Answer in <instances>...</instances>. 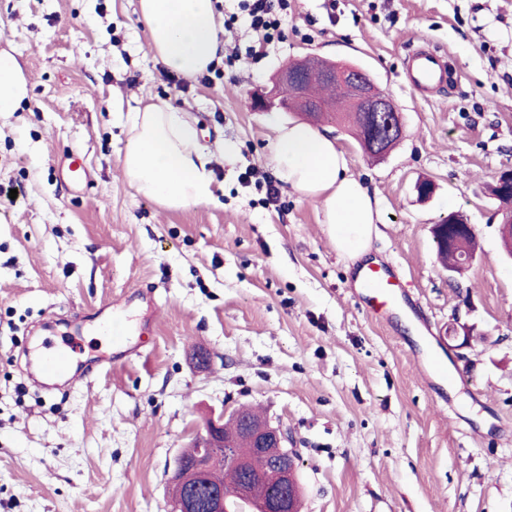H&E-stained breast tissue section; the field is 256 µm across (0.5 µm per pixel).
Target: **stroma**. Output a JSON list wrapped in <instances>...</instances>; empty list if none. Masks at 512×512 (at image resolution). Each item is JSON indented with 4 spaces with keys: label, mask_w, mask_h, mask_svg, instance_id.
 Masks as SVG:
<instances>
[{
    "label": "stroma",
    "mask_w": 512,
    "mask_h": 512,
    "mask_svg": "<svg viewBox=\"0 0 512 512\" xmlns=\"http://www.w3.org/2000/svg\"><path fill=\"white\" fill-rule=\"evenodd\" d=\"M288 5L264 58L187 81L150 52L139 0H0V48L29 89L0 115V512H167L193 430L244 405L287 430L302 512H512V265L484 192L512 167V0ZM416 44L448 54L443 90L410 88ZM309 53L362 67L404 116L381 162L324 127L379 201L372 254L400 285L387 316L364 304L319 204L284 186L272 205L240 181L272 174V123L295 120L253 111L249 93ZM159 100L196 122L218 203L166 210L122 174L125 117ZM74 152L88 169L75 188L61 176ZM451 212L479 243L453 280L431 234ZM118 297L140 355L115 366L89 313ZM452 323L476 339L457 348ZM65 336L97 376L48 396L22 346ZM434 363L445 377L428 378Z\"/></svg>",
    "instance_id": "35a3bbf8"
}]
</instances>
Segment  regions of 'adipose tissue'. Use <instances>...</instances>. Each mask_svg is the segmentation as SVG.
<instances>
[{
    "mask_svg": "<svg viewBox=\"0 0 512 512\" xmlns=\"http://www.w3.org/2000/svg\"><path fill=\"white\" fill-rule=\"evenodd\" d=\"M149 49L183 78L201 75L224 54V19L213 0H139ZM28 95L17 59L0 51V113L17 111ZM271 162L278 178L299 196L321 204L328 233L350 261L365 260L381 222L379 203L352 172L336 141L305 124L273 128ZM119 165L143 197L165 209L214 202L210 157L199 132L169 103L151 102L127 116Z\"/></svg>",
    "mask_w": 512,
    "mask_h": 512,
    "instance_id": "1",
    "label": "adipose tissue"
}]
</instances>
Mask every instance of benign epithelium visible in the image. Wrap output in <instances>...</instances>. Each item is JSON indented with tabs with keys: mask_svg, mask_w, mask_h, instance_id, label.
<instances>
[{
	"mask_svg": "<svg viewBox=\"0 0 512 512\" xmlns=\"http://www.w3.org/2000/svg\"><path fill=\"white\" fill-rule=\"evenodd\" d=\"M313 79L339 83L347 86L352 93L348 111L361 115L362 124L370 135L369 148L374 159L382 160L391 151L395 142L405 137L406 127L402 113L360 67L351 64H336L310 57L295 59L284 66L273 78L272 85L253 94L251 107L255 112L279 109L296 112L307 120L319 112H334L336 107L308 102L305 87ZM497 181L502 187L497 198V215L500 216V236L512 239V168L502 169ZM434 238L440 240L448 235V246L474 233L470 224H450L432 228ZM236 420L239 436L237 439L224 437L228 418ZM288 435L280 426L267 420L254 422L245 420L240 410H233L229 416L210 417L203 421L193 436L189 447L197 449L192 460L178 459L172 465L167 478L169 512H195L198 507L193 484L201 472L214 463L210 449H224L223 464L241 469L245 459L236 451L237 445L245 442L258 450L274 443L281 453L266 467V481L274 486V492L260 502L259 512H295L294 503L300 487L297 484V460L295 451L285 447Z\"/></svg>",
	"mask_w": 512,
	"mask_h": 512,
	"instance_id": "benign-epithelium-1",
	"label": "benign epithelium"
}]
</instances>
